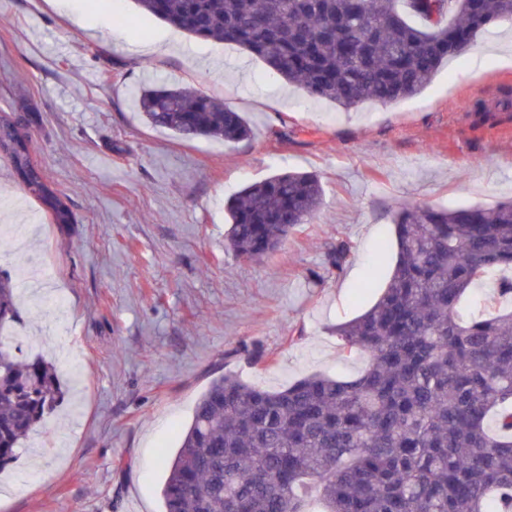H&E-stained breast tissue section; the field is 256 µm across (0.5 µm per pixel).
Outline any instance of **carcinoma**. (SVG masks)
Wrapping results in <instances>:
<instances>
[{
	"label": "carcinoma",
	"instance_id": "carcinoma-1",
	"mask_svg": "<svg viewBox=\"0 0 512 512\" xmlns=\"http://www.w3.org/2000/svg\"><path fill=\"white\" fill-rule=\"evenodd\" d=\"M189 35L232 43L312 99L346 109L424 88L478 32L512 21V0H134ZM411 13L419 20H407ZM452 22H443L444 17ZM146 121L186 138L237 142L253 130L192 87H149ZM27 123H0V148L56 224L72 214L32 158ZM316 175L284 171L243 189L229 209L230 248L273 251L315 218ZM396 262L375 303L336 326L343 351L364 354L354 377L312 374L270 391L236 375L199 397L162 487L164 512H512V202L457 209L403 206ZM352 254L338 238L329 277ZM497 296L462 313L471 288ZM0 273V332L17 321ZM41 358L18 359L0 335V469L63 403Z\"/></svg>",
	"mask_w": 512,
	"mask_h": 512
}]
</instances>
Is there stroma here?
Wrapping results in <instances>:
<instances>
[{
  "instance_id": "1",
  "label": "stroma",
  "mask_w": 512,
  "mask_h": 512,
  "mask_svg": "<svg viewBox=\"0 0 512 512\" xmlns=\"http://www.w3.org/2000/svg\"><path fill=\"white\" fill-rule=\"evenodd\" d=\"M117 9L131 25L114 22ZM165 28L132 0H0V115L29 113L31 154L73 214L53 223L0 152V218L18 228L0 234L13 334L82 383L0 473V512H161L162 459L212 378L277 389L363 368L334 329L384 288L398 208L512 199V110L493 107L512 87L510 23L479 33L417 94L351 110L237 46L182 32L157 44ZM150 84L213 95L252 137L153 127L131 100ZM282 170L319 176L318 217L273 253L236 256L228 201ZM339 237L353 254L328 278Z\"/></svg>"
}]
</instances>
